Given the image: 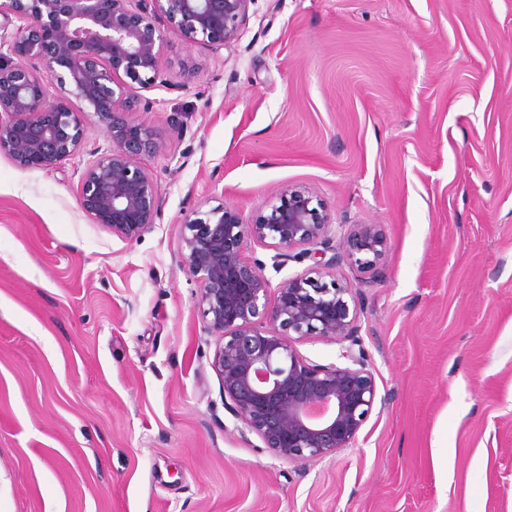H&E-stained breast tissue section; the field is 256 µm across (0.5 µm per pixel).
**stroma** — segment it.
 I'll list each match as a JSON object with an SVG mask.
<instances>
[{"mask_svg":"<svg viewBox=\"0 0 512 512\" xmlns=\"http://www.w3.org/2000/svg\"><path fill=\"white\" fill-rule=\"evenodd\" d=\"M161 61L138 239L80 208L96 127L52 168L0 154V512H512V0H256L231 50L170 30ZM288 184L388 243L375 405L303 464L225 409L179 248L192 208Z\"/></svg>","mask_w":512,"mask_h":512,"instance_id":"1","label":"stroma"}]
</instances>
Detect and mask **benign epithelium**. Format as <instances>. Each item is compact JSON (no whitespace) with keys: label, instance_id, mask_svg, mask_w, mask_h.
I'll return each mask as SVG.
<instances>
[{"label":"benign epithelium","instance_id":"7a95c632","mask_svg":"<svg viewBox=\"0 0 512 512\" xmlns=\"http://www.w3.org/2000/svg\"><path fill=\"white\" fill-rule=\"evenodd\" d=\"M255 0H0V153L22 170L76 156L86 117H95L112 151L95 154L81 173L80 206L113 235L138 238L155 223L157 181L138 162L167 152L162 132L135 112L153 111L142 92L169 87L161 78L166 34L212 52L239 40ZM64 96L46 103L48 86ZM180 251L199 284L204 330L218 337L212 366L224 407L273 456L305 463L351 447L376 401V384L359 344L356 285L336 274L346 264L378 276L387 240L374 224H351L331 257L332 226L323 200L288 185L248 218L219 204L186 215ZM252 244L273 247V268L313 260L271 285L264 264L246 256ZM340 345L342 364L318 365L296 345Z\"/></svg>","mask_w":512,"mask_h":512}]
</instances>
